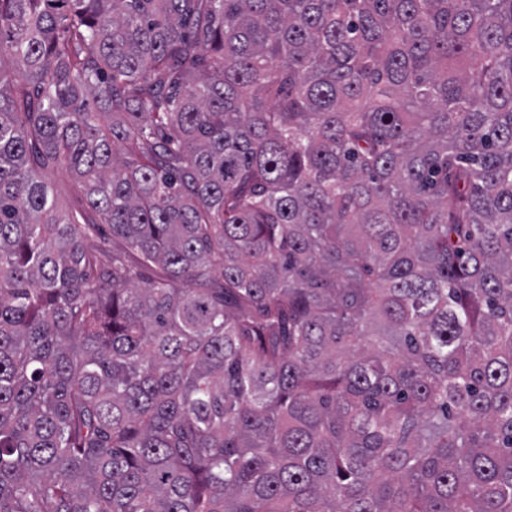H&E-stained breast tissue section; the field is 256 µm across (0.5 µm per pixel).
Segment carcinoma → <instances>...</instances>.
Here are the masks:
<instances>
[{
    "label": "carcinoma",
    "instance_id": "obj_1",
    "mask_svg": "<svg viewBox=\"0 0 512 512\" xmlns=\"http://www.w3.org/2000/svg\"><path fill=\"white\" fill-rule=\"evenodd\" d=\"M0 512H512V0H0ZM49 180L54 186L56 199L63 208H73L78 205L77 184L70 174L55 172L49 175Z\"/></svg>",
    "mask_w": 512,
    "mask_h": 512
}]
</instances>
